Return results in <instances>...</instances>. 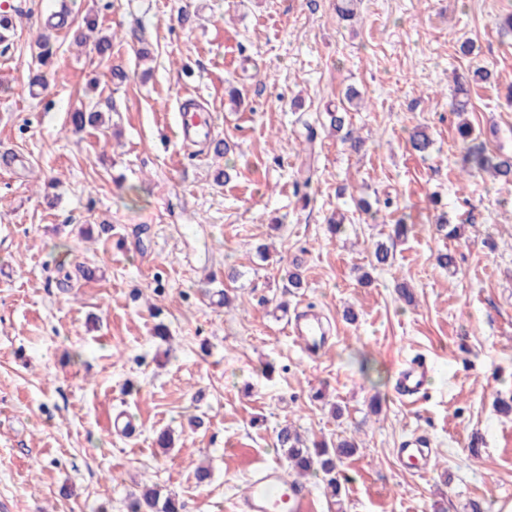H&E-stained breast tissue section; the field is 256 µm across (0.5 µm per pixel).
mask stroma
Listing matches in <instances>:
<instances>
[{"label":"stroma","instance_id":"1","mask_svg":"<svg viewBox=\"0 0 512 512\" xmlns=\"http://www.w3.org/2000/svg\"><path fill=\"white\" fill-rule=\"evenodd\" d=\"M14 2L0 42V512H127L145 484L184 512H234L256 466L284 463L286 424L359 444L339 465L342 505L306 478L313 512H512V413L498 406L512 397V186L470 170L451 107L455 76L485 66L465 117L512 153V31L498 26L512 0H358L352 22L336 0ZM64 8L31 96L36 41ZM88 14L112 37L108 60L73 41ZM350 87L357 153L326 121ZM82 104L106 129L70 131ZM191 104L233 153L178 138ZM416 128L434 141L424 158ZM339 211L349 224L333 234ZM442 213L460 237L437 230ZM380 243L394 260L375 269ZM79 265L94 278L64 280ZM305 310L333 327L316 361L288 336ZM417 359L431 392L411 404L394 375ZM121 412L134 437L114 432ZM163 429L171 448L155 442ZM419 433L436 450L424 473L395 455Z\"/></svg>","mask_w":512,"mask_h":512}]
</instances>
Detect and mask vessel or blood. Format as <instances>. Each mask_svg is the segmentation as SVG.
Segmentation results:
<instances>
[{
  "mask_svg": "<svg viewBox=\"0 0 512 512\" xmlns=\"http://www.w3.org/2000/svg\"><path fill=\"white\" fill-rule=\"evenodd\" d=\"M289 333L308 355L314 356L325 344L329 331L317 315L306 312L290 326ZM427 376L425 362L411 363L398 374L397 394L419 402ZM396 453L406 465L419 470H428L433 461L430 442L421 436L404 441ZM237 507L238 512H309V493L299 483L288 479L282 467L267 465L257 470Z\"/></svg>",
  "mask_w": 512,
  "mask_h": 512,
  "instance_id": "b4317fda",
  "label": "vessel or blood"
}]
</instances>
